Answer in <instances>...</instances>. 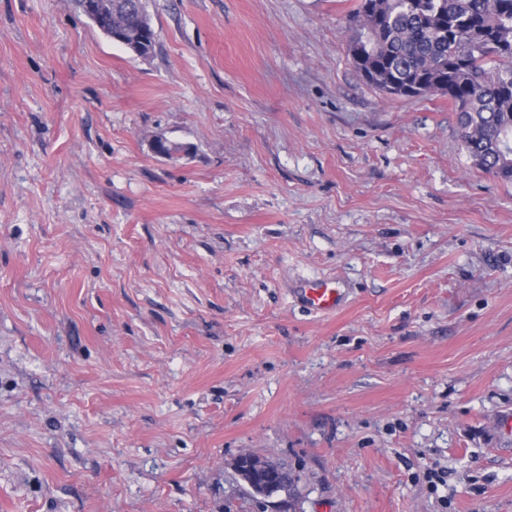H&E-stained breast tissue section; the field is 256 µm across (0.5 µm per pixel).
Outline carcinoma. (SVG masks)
<instances>
[{
    "label": "carcinoma",
    "mask_w": 512,
    "mask_h": 512,
    "mask_svg": "<svg viewBox=\"0 0 512 512\" xmlns=\"http://www.w3.org/2000/svg\"><path fill=\"white\" fill-rule=\"evenodd\" d=\"M353 19L349 53L368 82L387 95L448 96L473 166L512 182V0H359ZM145 30L137 45L150 56L157 35ZM298 481L275 464L276 485Z\"/></svg>",
    "instance_id": "cac0c4a2"
}]
</instances>
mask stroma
Instances as JSON below:
<instances>
[{
    "mask_svg": "<svg viewBox=\"0 0 512 512\" xmlns=\"http://www.w3.org/2000/svg\"><path fill=\"white\" fill-rule=\"evenodd\" d=\"M356 3L146 0L143 60L0 0V512H512V183ZM298 294L302 301L316 313H327L336 310L341 297L338 288L332 281H316L299 288ZM268 467L264 459L253 456L250 452L240 454L235 461V468L241 480L248 486L253 494L261 497H264L262 490L265 484L257 481L255 469L270 471Z\"/></svg>",
    "mask_w": 512,
    "mask_h": 512,
    "instance_id": "1",
    "label": "stroma"
}]
</instances>
